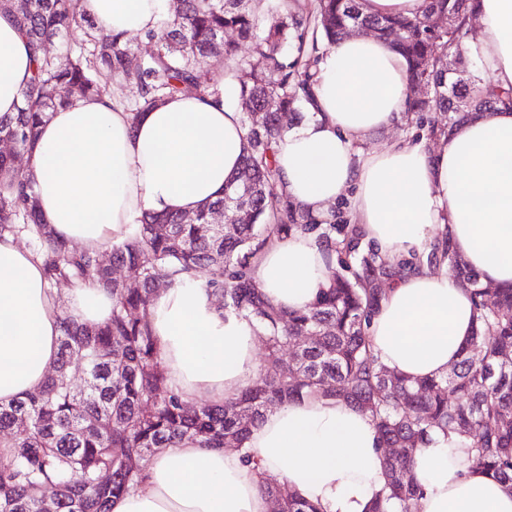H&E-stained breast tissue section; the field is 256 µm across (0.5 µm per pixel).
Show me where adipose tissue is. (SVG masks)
<instances>
[{"mask_svg":"<svg viewBox=\"0 0 512 512\" xmlns=\"http://www.w3.org/2000/svg\"><path fill=\"white\" fill-rule=\"evenodd\" d=\"M168 0H79L81 17L112 33L156 29ZM478 28L466 45L512 88V0H472ZM30 69L27 42L0 14V114L16 111ZM408 66L389 42L351 36L316 65L307 115L278 147L277 189L323 217L348 200L362 242L397 274L369 327L383 363L410 378L440 376L460 360L475 324L471 288L448 270L451 249L484 285L512 287V106L441 136L434 151L395 142L359 152L357 142L406 110ZM235 89L220 98L182 93L131 120L122 105L77 96L49 114L27 152L42 220L55 236L101 251L147 212L192 215L223 196L246 153ZM327 251L315 234L273 237L253 278L274 306L310 307L328 285ZM112 292L78 284L58 297L42 262L0 238V405L26 398L58 357L63 318L101 323ZM149 322L167 385L184 401L221 405L259 375L258 328L218 310L203 283L160 292ZM276 476L321 512H368L384 484V453L370 417L347 403L304 397L278 405L243 450L166 448L112 512H271L263 490ZM419 512H512V489L469 460L461 437L438 436L415 454Z\"/></svg>","mask_w":512,"mask_h":512,"instance_id":"1","label":"adipose tissue"}]
</instances>
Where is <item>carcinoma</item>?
<instances>
[{"instance_id":"cac0c4a2","label":"carcinoma","mask_w":512,"mask_h":512,"mask_svg":"<svg viewBox=\"0 0 512 512\" xmlns=\"http://www.w3.org/2000/svg\"><path fill=\"white\" fill-rule=\"evenodd\" d=\"M257 0H182L147 35L154 49L129 67L124 35L88 25L73 47L50 49L68 30L84 23L77 0H0L29 44L33 70L15 112L0 114V140L25 153L34 146L49 113L74 96L105 97L107 83L130 86L122 102L135 121L187 87L220 96L214 74L229 75L247 130L241 172L227 182L224 197L194 214L147 213L121 242L101 253L76 249L41 222L38 201L24 171L0 155V238L27 236L40 257L49 286L94 281L112 290V316L102 324L62 319L60 356L43 387L0 405V445L13 449L0 459V512H43L42 491L54 490L53 512H110L112 499L139 485L162 448L184 442L207 448L242 447L272 406L289 399H339L368 414L386 450L385 483L370 512H417L421 488L411 476L417 449L438 433L454 432L474 448L475 465L512 489V288L490 290L450 249L443 258L453 276L473 290L476 325L460 361L447 374L411 380L388 369L372 348L368 325L394 276L376 253L350 266L343 255L354 237L347 225L317 219L287 197L269 192L276 183L280 114L305 107L319 45L332 46L361 27L391 40L407 61L409 112H446L448 124L431 125L440 136L498 104H512V90L479 89L462 110L458 88L471 78L451 69L444 52H464L466 0H427L414 17L364 13L360 0H316L311 42L299 37L293 57L282 53L294 16L288 0L275 10L280 21L265 28ZM445 14L447 30L431 19ZM232 30L237 40H224ZM248 42L264 60L255 68L238 58ZM230 226L213 223L216 211ZM330 225L338 235L319 237L336 252L338 269L329 288L305 311L271 305L252 277V260L272 236ZM124 268L133 281L119 283ZM203 280L217 308L253 318L268 350L258 380L222 406H193L169 390L148 311L154 298L177 284L175 276ZM83 363L81 388L74 386L73 359ZM264 490L278 512H319L277 480Z\"/></svg>"}]
</instances>
